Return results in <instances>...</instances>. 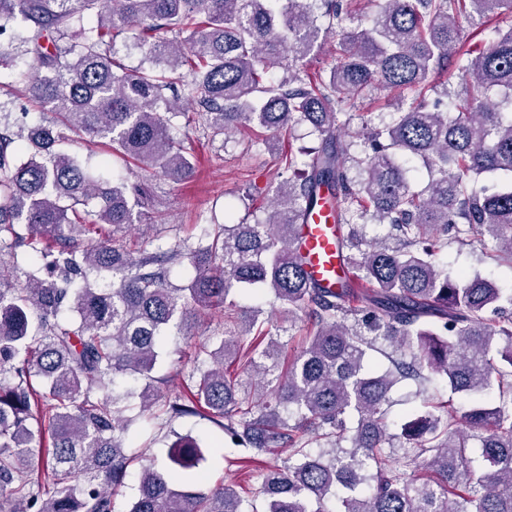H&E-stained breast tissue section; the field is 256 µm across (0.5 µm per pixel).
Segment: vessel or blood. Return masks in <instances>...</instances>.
<instances>
[{
    "instance_id": "obj_1",
    "label": "vessel or blood",
    "mask_w": 512,
    "mask_h": 512,
    "mask_svg": "<svg viewBox=\"0 0 512 512\" xmlns=\"http://www.w3.org/2000/svg\"><path fill=\"white\" fill-rule=\"evenodd\" d=\"M336 239V216L328 204L321 202L301 225L294 243L311 281L326 288L336 287L349 274Z\"/></svg>"
}]
</instances>
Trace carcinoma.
Masks as SVG:
<instances>
[{
    "label": "carcinoma",
    "mask_w": 512,
    "mask_h": 512,
    "mask_svg": "<svg viewBox=\"0 0 512 512\" xmlns=\"http://www.w3.org/2000/svg\"><path fill=\"white\" fill-rule=\"evenodd\" d=\"M365 8L363 25L335 0H0V60L41 114L0 124V512H115L134 461L131 393L116 377L143 379L140 410L156 416L166 337L212 312L227 324L162 413L218 425L249 475L273 448L288 449V463L259 472V511L233 485L206 488L201 446L181 437L166 464L141 458L127 512H512V294L478 275L454 281L437 259L452 230L512 264V0ZM465 13L509 24L465 46ZM336 35V64L309 71ZM120 39L139 66L116 59ZM450 63L465 87L436 82ZM382 90L395 92L393 112L376 126L357 108ZM186 104L212 139L305 125L318 145L285 157L292 175L266 220L131 249L116 235L152 223V183L97 175L64 146L101 144L178 185L196 172L194 148L172 133ZM419 164L429 180L415 192ZM489 177L500 180L492 192L478 185ZM321 199L336 208L353 273L336 288L311 284L293 247ZM369 224L390 231L369 237ZM185 261L192 277L172 284ZM101 271L107 288L90 279ZM252 288L270 291L288 323L308 318L293 358L258 318L238 320L233 294ZM385 348L389 369L365 366ZM229 366L246 380L229 379ZM432 375L467 409L436 412L425 399L390 433L391 388Z\"/></svg>",
    "instance_id": "carcinoma-1"
}]
</instances>
